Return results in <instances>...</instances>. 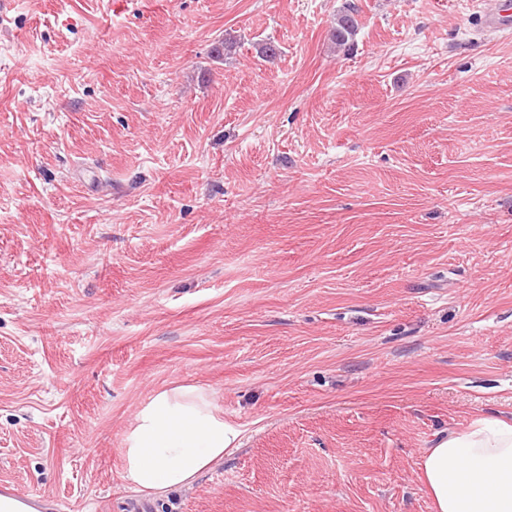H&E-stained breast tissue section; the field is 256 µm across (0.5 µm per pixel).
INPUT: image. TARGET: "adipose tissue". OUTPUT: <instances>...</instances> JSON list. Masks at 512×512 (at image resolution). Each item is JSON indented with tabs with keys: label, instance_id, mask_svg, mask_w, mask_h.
<instances>
[{
	"label": "adipose tissue",
	"instance_id": "1",
	"mask_svg": "<svg viewBox=\"0 0 512 512\" xmlns=\"http://www.w3.org/2000/svg\"><path fill=\"white\" fill-rule=\"evenodd\" d=\"M239 430L195 386L157 392L136 413L122 478L151 496L189 487L238 448ZM419 467L434 512H512V424L477 419L424 449Z\"/></svg>",
	"mask_w": 512,
	"mask_h": 512
}]
</instances>
